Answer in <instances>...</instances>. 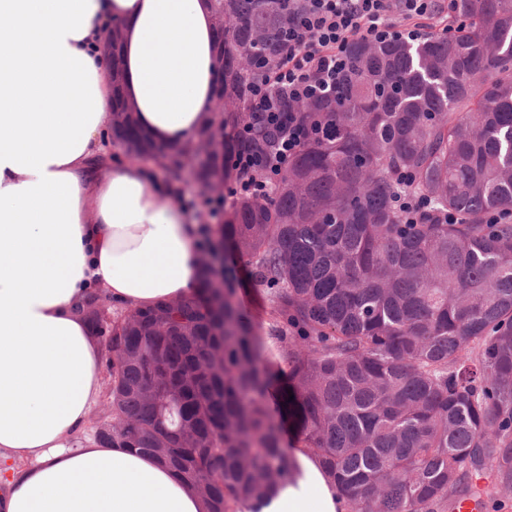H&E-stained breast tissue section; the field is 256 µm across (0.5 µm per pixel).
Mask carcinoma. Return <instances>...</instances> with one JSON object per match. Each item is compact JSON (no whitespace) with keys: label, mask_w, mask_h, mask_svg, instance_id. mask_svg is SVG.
I'll list each match as a JSON object with an SVG mask.
<instances>
[{"label":"carcinoma","mask_w":512,"mask_h":512,"mask_svg":"<svg viewBox=\"0 0 512 512\" xmlns=\"http://www.w3.org/2000/svg\"><path fill=\"white\" fill-rule=\"evenodd\" d=\"M467 24L414 43L353 41L336 94L294 105L312 130L270 200L224 217L223 277L183 302L88 320L104 349L112 427L94 437L156 457L205 512H260L321 457L345 512H454L512 489V0H454ZM217 93L238 110L201 135L261 157L252 106L284 50L282 0H215ZM263 41L255 43V33ZM483 74L479 85L470 82ZM112 42V145L162 161L174 186L243 175L152 141L123 104ZM252 123L251 137L238 129ZM429 205L407 221L398 200ZM271 302L261 335L237 265ZM276 349L278 359L268 357ZM294 400H289V395Z\"/></svg>","instance_id":"cac0c4a2"}]
</instances>
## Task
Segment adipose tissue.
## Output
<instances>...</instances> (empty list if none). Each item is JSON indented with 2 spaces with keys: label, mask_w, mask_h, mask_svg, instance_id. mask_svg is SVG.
<instances>
[{
  "label": "adipose tissue",
  "mask_w": 512,
  "mask_h": 512,
  "mask_svg": "<svg viewBox=\"0 0 512 512\" xmlns=\"http://www.w3.org/2000/svg\"><path fill=\"white\" fill-rule=\"evenodd\" d=\"M121 28L122 92L161 145L213 119V0H0V512H203L149 455L86 437L102 396L88 289L128 308L195 296L199 226L156 165L113 152L103 39ZM262 512H343L308 449Z\"/></svg>",
  "instance_id": "obj_1"
}]
</instances>
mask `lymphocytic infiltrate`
I'll use <instances>...</instances> for the list:
<instances>
[{"label":"lymphocytic infiltrate","mask_w":512,"mask_h":512,"mask_svg":"<svg viewBox=\"0 0 512 512\" xmlns=\"http://www.w3.org/2000/svg\"><path fill=\"white\" fill-rule=\"evenodd\" d=\"M302 8L284 31L286 52L253 90L254 107L266 126L278 130L274 153L264 161L247 153L230 155L229 164L248 171L263 166L258 179L229 185L227 197L270 198L281 165L295 153L307 127L291 112L280 109L276 96L303 102L335 92L347 67L346 48L356 39L374 42L417 41L447 33L454 17L445 0H301Z\"/></svg>","instance_id":"lymphocytic-infiltrate-1"}]
</instances>
